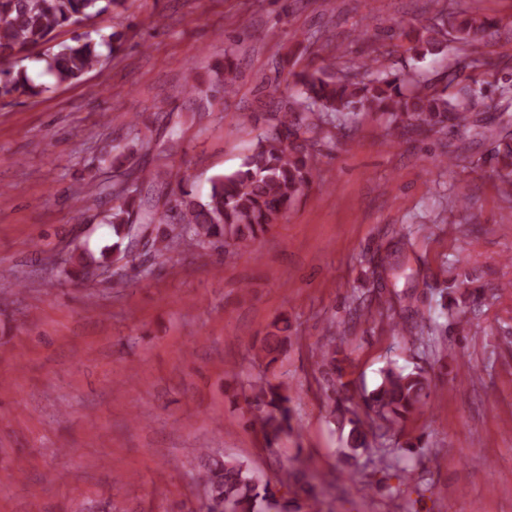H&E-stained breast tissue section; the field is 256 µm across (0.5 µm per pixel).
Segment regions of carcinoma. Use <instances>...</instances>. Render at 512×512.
Returning <instances> with one entry per match:
<instances>
[{"instance_id": "cac0c4a2", "label": "carcinoma", "mask_w": 512, "mask_h": 512, "mask_svg": "<svg viewBox=\"0 0 512 512\" xmlns=\"http://www.w3.org/2000/svg\"><path fill=\"white\" fill-rule=\"evenodd\" d=\"M124 0H0V100L21 96H37L49 87L36 84L27 71L14 64L19 58L39 50L45 70L56 85H71L101 64L100 48L113 51L117 34L85 29L68 40L58 41L54 32L73 27L78 22L93 20L112 13V7ZM499 22L482 14L465 11L439 13L432 21L414 31V55L424 57L447 50V36L470 50L465 67L487 71L494 63L485 59L479 49ZM340 57L349 66L341 75L321 67L297 74L295 93L285 103L265 104L280 113L259 134L240 168L216 174L209 179L210 189L200 198L189 188L188 179L171 177V172L158 167L152 171L129 163L124 152L112 156V167L122 170V180L113 186V205L103 216L117 238L101 252L102 259L116 251L126 257L132 250L131 219L146 229L162 232V250L178 249L187 239L199 244L224 242V258L231 259L241 243L252 239L278 223L303 195L314 179L312 160L323 126H336L361 113H388L395 122L435 130L452 122L460 129L468 128L469 113L483 105L484 87L480 80L453 94L458 72L448 71L445 83L429 80H407L393 71L383 53L351 56L345 49ZM223 78L210 88L215 94L234 89L236 66L224 56ZM276 328L268 333L258 349L267 365L278 361L288 345L284 332ZM432 391V380L419 368L408 371L389 366L382 371L381 382L362 395L368 420L360 419L349 406L343 410L353 415L347 448L349 458L370 447L369 438L384 437L394 427L414 414L424 411L425 400ZM255 405L264 410L260 431L266 443L273 445L279 435L292 428L293 398L283 381L261 377L255 384ZM300 465L284 471L281 485L297 486L305 498L294 501L291 512H316L317 494L305 482ZM199 480L211 502L208 512L222 508L224 512H260L262 504L277 502L274 488L246 463L225 459L218 454L208 456Z\"/></svg>"}]
</instances>
